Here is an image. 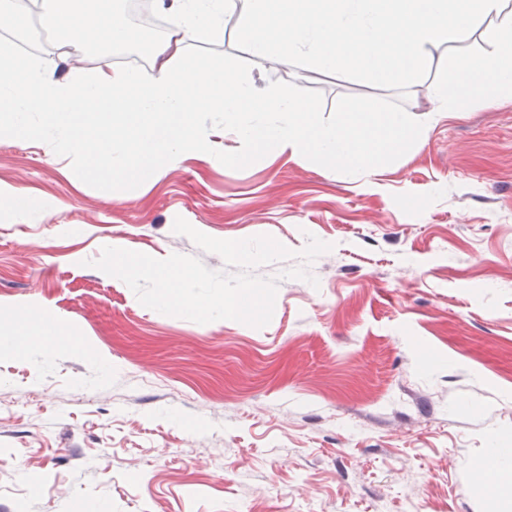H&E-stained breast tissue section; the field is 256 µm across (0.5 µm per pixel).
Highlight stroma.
<instances>
[{
  "label": "stroma",
  "mask_w": 512,
  "mask_h": 512,
  "mask_svg": "<svg viewBox=\"0 0 512 512\" xmlns=\"http://www.w3.org/2000/svg\"><path fill=\"white\" fill-rule=\"evenodd\" d=\"M96 73L103 51L33 43ZM193 54L257 89H298L319 122L409 112L423 136L359 173L312 154L246 155L199 112L204 155L139 179L114 154L99 178L70 146L0 138V313L39 314L50 340L0 353V512H512L474 473L512 448V99L427 124L435 49L416 84L257 62L232 34ZM331 243L318 286L279 284L271 322L199 324L143 306L91 267L104 245L225 270L173 232ZM48 352H41V343ZM354 421L344 433L338 419Z\"/></svg>",
  "instance_id": "obj_1"
}]
</instances>
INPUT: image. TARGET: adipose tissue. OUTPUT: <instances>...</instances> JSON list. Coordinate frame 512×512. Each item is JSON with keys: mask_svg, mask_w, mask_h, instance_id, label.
Returning <instances> with one entry per match:
<instances>
[{"mask_svg": "<svg viewBox=\"0 0 512 512\" xmlns=\"http://www.w3.org/2000/svg\"><path fill=\"white\" fill-rule=\"evenodd\" d=\"M171 20L165 39L152 42L148 76L101 68L87 76L70 71L65 56L19 57L0 47V133L16 132L69 143L86 157L107 160L120 148L131 169L145 177L146 162L178 163L205 146L193 119L220 112L242 143L257 150L312 152L336 167L356 170L421 137L405 113L371 117L360 110L317 121L298 91L257 90L228 68L196 59L188 48L223 39L234 24L241 44L261 59L288 56L323 70L353 69L385 84L408 85L432 49L450 60L427 96L431 113L466 112L472 102L512 95V21L505 0H156ZM40 23L77 47H104L127 38L110 13L82 9L81 0H38ZM479 35L488 54L473 57ZM457 88L449 97V88ZM103 121L88 126L84 117Z\"/></svg>", "mask_w": 512, "mask_h": 512, "instance_id": "adipose-tissue-1", "label": "adipose tissue"}]
</instances>
